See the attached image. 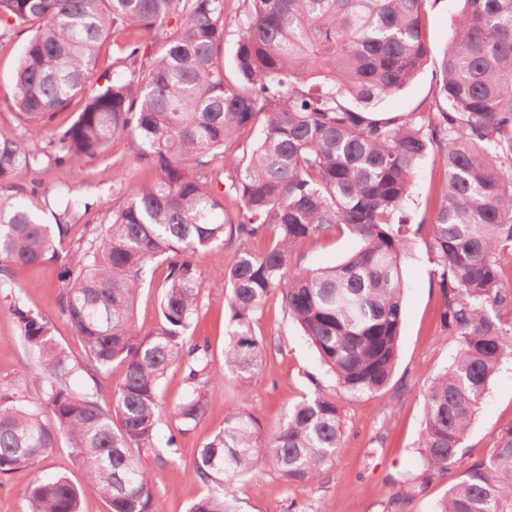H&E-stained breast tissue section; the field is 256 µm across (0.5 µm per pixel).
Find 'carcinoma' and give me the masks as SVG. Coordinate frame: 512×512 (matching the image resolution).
Returning <instances> with one entry per match:
<instances>
[{"instance_id":"cac0c4a2","label":"carcinoma","mask_w":512,"mask_h":512,"mask_svg":"<svg viewBox=\"0 0 512 512\" xmlns=\"http://www.w3.org/2000/svg\"><path fill=\"white\" fill-rule=\"evenodd\" d=\"M427 0H241L235 80L224 69L225 0H0V42L31 25L8 96L30 122L0 132V268L63 259L59 312L81 337L86 362L73 361L50 322L13 307L20 334L37 358L36 394L0 396V473L48 456L64 443L83 481L40 475L31 512H80L87 495L108 512H163L144 452L155 449L161 379L181 365L192 393L175 410L180 431L208 411L204 389L241 383L262 364L253 332L267 298L317 351L338 387L377 393L390 381L399 350L406 288L402 262L428 231L441 296L440 323L455 343L447 369L423 391L421 432L426 481L466 456V441L489 384L512 359V0H463L452 25L428 112L377 118L379 102L404 87L427 61L422 27ZM120 32L119 72L93 82L99 51ZM148 35L160 48L146 52ZM65 127H48L74 100ZM241 145L226 146L246 131ZM115 136L129 140L154 179L120 192L100 231L76 238L81 216L61 196L45 224L41 182H14L45 165L80 164ZM45 146L35 148L34 142ZM435 153L448 168V191L428 224L406 215L421 161ZM232 167L239 206L224 219L209 167ZM358 249L326 269L302 267L295 251L332 231ZM270 237L262 252L238 251L216 273L228 290L231 331L224 367L187 330L200 301L194 256L225 239ZM69 242L65 257L58 247ZM169 262L157 327L144 333L134 302L149 266ZM124 370L111 405L72 380L93 383ZM342 416L320 385L294 403L262 437L246 413L224 421L197 454L208 491L189 512H239L233 481L264 465L290 483L317 481L341 446ZM434 512H512V428L464 469Z\"/></svg>"}]
</instances>
